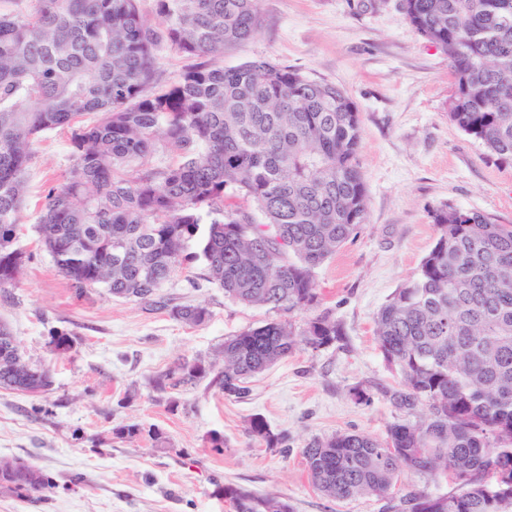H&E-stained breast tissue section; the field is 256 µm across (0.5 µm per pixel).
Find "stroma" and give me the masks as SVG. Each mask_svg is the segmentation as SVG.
Here are the masks:
<instances>
[{
    "label": "stroma",
    "mask_w": 512,
    "mask_h": 512,
    "mask_svg": "<svg viewBox=\"0 0 512 512\" xmlns=\"http://www.w3.org/2000/svg\"><path fill=\"white\" fill-rule=\"evenodd\" d=\"M260 9V31L225 48L224 63L264 59L346 92L362 121L366 224L317 269V303L287 315L225 298L198 263L181 266L160 294L206 305L211 316L200 326L99 288L80 297L38 241L35 203L73 164L65 134L47 133L29 168L19 238L27 260L17 286L0 291V322L25 359L51 369L54 386L42 396L0 389V457L34 463L59 487L26 498L0 491V512H232L215 493L220 484L280 497L294 512H398L408 493L457 491L444 475L404 473L395 498L331 501L312 485L303 450L344 432L382 439L404 419L386 395L399 378L379 350L374 317L434 245L433 209L448 204L512 224V165L487 161L450 121L448 58L406 22L399 0H260ZM324 311L342 327L336 342L297 349L252 378L246 397L225 398L211 365L226 337L282 318L299 329ZM54 330L74 338L66 357L50 353ZM182 360L209 371L180 383L171 371ZM163 374L165 388H155ZM357 387L368 400L355 398ZM256 415L287 435V453L249 434ZM132 423L160 428L164 442L114 438ZM216 438L223 454L211 450ZM75 473L81 483L68 485Z\"/></svg>",
    "instance_id": "1"
}]
</instances>
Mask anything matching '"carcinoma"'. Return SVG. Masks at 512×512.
<instances>
[{"label": "carcinoma", "instance_id": "cac0c4a2", "mask_svg": "<svg viewBox=\"0 0 512 512\" xmlns=\"http://www.w3.org/2000/svg\"><path fill=\"white\" fill-rule=\"evenodd\" d=\"M0 0V290L25 265L18 229L34 146L69 134L73 165L48 188L36 217L44 250L78 292L153 306L179 267L199 261L206 280L247 305L292 312L317 302L315 269L367 223L358 163L360 113L336 85L256 60L226 67L224 47L255 36L260 0ZM406 20L448 57L455 79L448 117L487 157L512 164V0H400ZM201 59L173 85L159 83L161 47ZM172 162L151 166L156 155ZM437 238L415 276L375 318L384 360L401 378L386 391L420 420L392 423L386 438L340 433L304 449L314 486L331 500L385 498L403 471L462 481L451 495L409 493L402 512H512V224L475 210L431 213ZM199 326L202 304H164ZM341 336L329 313L301 330L270 321L224 340V397L299 347ZM73 338L50 335L54 356ZM192 383L200 363L177 366ZM49 369L15 368L0 338V388L39 396ZM163 433L121 426L119 438ZM249 433L286 447L261 416ZM56 483L42 468L0 458V490L19 497ZM233 512H293L280 498L217 484Z\"/></svg>", "mask_w": 512, "mask_h": 512}]
</instances>
